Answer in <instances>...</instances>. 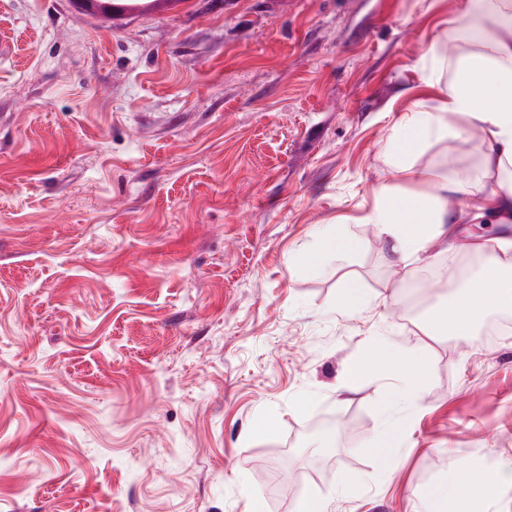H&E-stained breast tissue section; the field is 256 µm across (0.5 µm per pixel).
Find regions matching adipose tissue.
I'll use <instances>...</instances> for the list:
<instances>
[{
	"instance_id": "obj_1",
	"label": "adipose tissue",
	"mask_w": 512,
	"mask_h": 512,
	"mask_svg": "<svg viewBox=\"0 0 512 512\" xmlns=\"http://www.w3.org/2000/svg\"><path fill=\"white\" fill-rule=\"evenodd\" d=\"M464 31L447 53V34H439L418 60L424 93L416 95L389 127L393 183L382 184L374 203L360 218L376 227L393 256L402 262L426 259L442 238L454 236L458 225L512 222V0H457ZM474 128L485 150L477 175L446 166L418 167L417 153L432 142ZM465 194L480 201L470 211L453 212L448 197ZM512 308V258L489 262L484 276L467 283L439 310L437 321L450 334H472L485 313ZM383 380L379 401L384 426H391L399 404L416 403L422 393L427 363L406 360L400 353H380L368 364L347 369L349 383L363 371ZM501 508L499 488L489 485L468 464L458 465L447 492L433 491L424 512H474L476 503Z\"/></svg>"
}]
</instances>
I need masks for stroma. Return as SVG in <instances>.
Masks as SVG:
<instances>
[{
    "label": "stroma",
    "instance_id": "stroma-1",
    "mask_svg": "<svg viewBox=\"0 0 512 512\" xmlns=\"http://www.w3.org/2000/svg\"><path fill=\"white\" fill-rule=\"evenodd\" d=\"M455 0H164L104 20L0 0V512H421L458 462H512V328L462 341L399 311L455 273L464 224L405 269L358 218ZM477 132L419 165L476 173ZM341 226L352 249L288 257ZM372 310L347 314L345 290ZM424 358L383 437L346 369ZM335 419L332 438L311 428ZM265 432L254 435L256 425Z\"/></svg>",
    "mask_w": 512,
    "mask_h": 512
}]
</instances>
